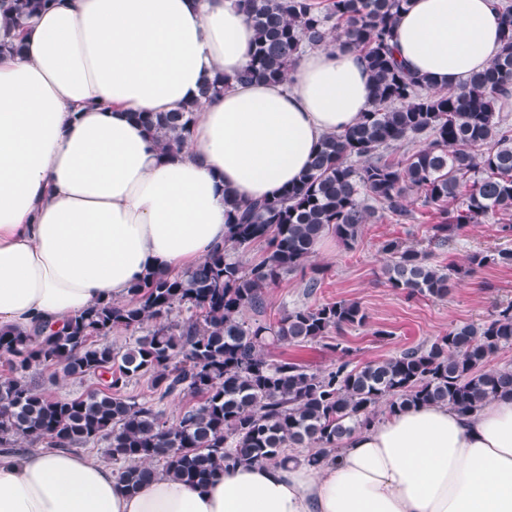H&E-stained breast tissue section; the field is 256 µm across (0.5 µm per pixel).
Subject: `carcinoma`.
Segmentation results:
<instances>
[{"instance_id": "obj_1", "label": "carcinoma", "mask_w": 512, "mask_h": 512, "mask_svg": "<svg viewBox=\"0 0 512 512\" xmlns=\"http://www.w3.org/2000/svg\"><path fill=\"white\" fill-rule=\"evenodd\" d=\"M56 0H0L6 23L4 51L22 50L21 34ZM410 0H235L255 30L246 66L235 80L284 83L307 48L329 43L358 51L373 82V102L353 127L329 134L308 169L283 192L229 205L224 248L194 267L169 276L149 272L135 282L125 304L97 302L49 335L0 329V448L47 441L82 448L107 441V454L129 490L152 475V464L203 485L238 463L296 460L307 448L310 464L341 450L354 431L395 413L433 402L467 414L484 402L512 396V366L485 369L512 347V304L482 323L444 334L386 358L350 367L347 361L313 369L269 349L318 344L346 328L365 327L369 316L355 300L285 308L274 322L245 318L266 308V296L286 275H306L320 239L332 233L351 248L371 222L373 201L403 220L414 218L409 194L435 213L429 243L440 247L458 232L498 217V232L512 237V125L502 114L512 97V4H498L499 53L485 69L454 89L414 75L392 46L399 15ZM218 73L201 95L224 92ZM166 152L191 135L192 109L140 117ZM262 244L265 255L243 254ZM389 287L409 296L445 299L454 280L491 267H512V249L476 250L463 266L439 268L428 251L397 239L382 242ZM189 312L186 318L174 312ZM136 335L124 349L102 342L112 331ZM59 370L88 379L80 395L55 398L30 379L32 370ZM147 379L149 395L125 396ZM188 398L175 425L160 404Z\"/></svg>"}]
</instances>
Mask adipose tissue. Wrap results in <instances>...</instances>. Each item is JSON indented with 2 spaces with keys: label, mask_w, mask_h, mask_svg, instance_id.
<instances>
[{
  "label": "adipose tissue",
  "mask_w": 512,
  "mask_h": 512,
  "mask_svg": "<svg viewBox=\"0 0 512 512\" xmlns=\"http://www.w3.org/2000/svg\"><path fill=\"white\" fill-rule=\"evenodd\" d=\"M495 2L411 0L397 59L459 85L501 48ZM254 38L232 0H62L0 53V328L55 330L198 264L224 245L225 192L278 196L369 108L360 54L333 45L286 83H234ZM219 72L230 87L202 97ZM180 106L192 134L162 152L139 116ZM0 512H512V397L420 404L319 466L242 463L202 486L158 473L131 492L104 458L0 451Z\"/></svg>",
  "instance_id": "1"
}]
</instances>
